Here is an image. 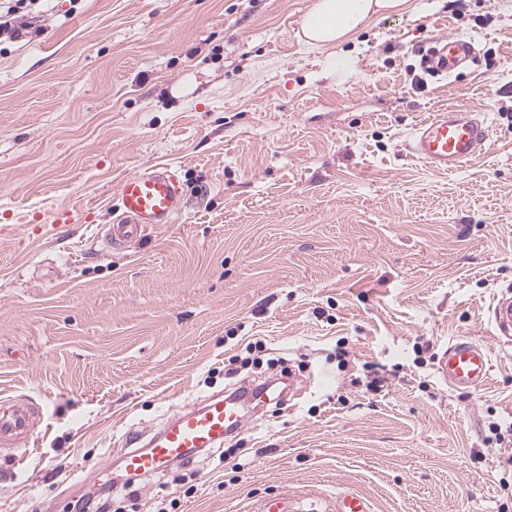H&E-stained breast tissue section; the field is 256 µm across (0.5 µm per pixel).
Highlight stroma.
Here are the masks:
<instances>
[{
  "instance_id": "1",
  "label": "stroma",
  "mask_w": 512,
  "mask_h": 512,
  "mask_svg": "<svg viewBox=\"0 0 512 512\" xmlns=\"http://www.w3.org/2000/svg\"><path fill=\"white\" fill-rule=\"evenodd\" d=\"M314 2L43 0L0 34V397L43 408L23 464L0 451V512H76L128 432L284 374L236 446L108 512H336L345 489L512 512V345L489 321L512 291V0H407L328 49L302 36ZM444 32L478 52L436 80L419 52ZM449 106L490 140L439 173L407 145ZM159 163L183 213L106 247L121 180ZM457 336L491 351L481 392L435 374Z\"/></svg>"
}]
</instances>
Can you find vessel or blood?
I'll list each match as a JSON object with an SVG mask.
<instances>
[{
	"mask_svg": "<svg viewBox=\"0 0 512 512\" xmlns=\"http://www.w3.org/2000/svg\"><path fill=\"white\" fill-rule=\"evenodd\" d=\"M474 51L471 42L443 34L424 50V67L432 76L445 78L456 73ZM489 137L488 126L469 109L453 108L434 113L421 122L408 149L431 170L452 172L480 154ZM183 206L179 177L172 168L159 164L128 176L118 188L116 218L106 237L108 246L138 239L151 225L174 223ZM489 312L498 337L511 342L512 292L497 297ZM491 372L486 346L466 336L449 342L437 367L441 381L451 389L468 393L482 391L490 382ZM270 399V390L264 388L247 399L214 394L200 405L183 408L150 438L146 447L125 450L120 457V471L131 478L150 477L199 451L223 446L253 418V402ZM41 418L38 408L1 397L0 447L13 448L24 443Z\"/></svg>",
	"mask_w": 512,
	"mask_h": 512,
	"instance_id": "1",
	"label": "vessel or blood"
}]
</instances>
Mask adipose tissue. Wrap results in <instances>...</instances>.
Wrapping results in <instances>:
<instances>
[{"mask_svg": "<svg viewBox=\"0 0 512 512\" xmlns=\"http://www.w3.org/2000/svg\"><path fill=\"white\" fill-rule=\"evenodd\" d=\"M405 0H315L301 27L309 45L331 47L348 41L374 17L400 10Z\"/></svg>", "mask_w": 512, "mask_h": 512, "instance_id": "ef3b65f1", "label": "adipose tissue"}]
</instances>
